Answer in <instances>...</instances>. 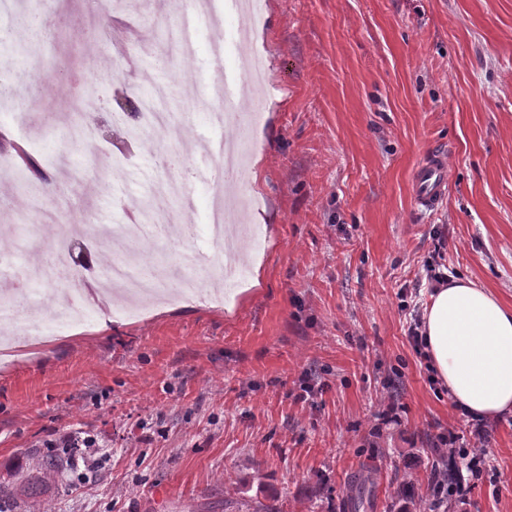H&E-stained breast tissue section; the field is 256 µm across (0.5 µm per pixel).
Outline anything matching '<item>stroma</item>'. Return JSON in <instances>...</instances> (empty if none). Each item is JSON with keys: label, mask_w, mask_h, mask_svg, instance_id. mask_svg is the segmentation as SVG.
Segmentation results:
<instances>
[{"label": "stroma", "mask_w": 512, "mask_h": 512, "mask_svg": "<svg viewBox=\"0 0 512 512\" xmlns=\"http://www.w3.org/2000/svg\"><path fill=\"white\" fill-rule=\"evenodd\" d=\"M0 0V57L29 60L41 82L25 111L0 109V272L69 251L68 290L102 283L113 258L142 254L167 277L210 251L204 235L112 241L67 234L116 227L153 207L158 172L198 139L192 126L128 143L144 100L171 87L176 121L208 110L185 98L189 65L170 50L183 7L115 0ZM240 41L234 14L211 22L228 53L261 56L266 95L260 182L238 194L246 243L262 259L220 299L161 308L112 300L60 318L42 341L0 359V474L26 478L51 444L92 439L98 476L49 494L51 512H339L370 471L374 512H414L396 493L426 491L438 435L474 440L447 387L429 385L407 327L439 272L512 305V0H258ZM50 16L24 42L18 15ZM86 99L70 111L69 82ZM445 148L450 184L426 211L412 175ZM321 385L299 400L302 381ZM484 470L448 512H512V414L486 422Z\"/></svg>", "instance_id": "1"}]
</instances>
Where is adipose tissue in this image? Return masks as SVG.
Wrapping results in <instances>:
<instances>
[{
	"label": "adipose tissue",
	"mask_w": 512,
	"mask_h": 512,
	"mask_svg": "<svg viewBox=\"0 0 512 512\" xmlns=\"http://www.w3.org/2000/svg\"><path fill=\"white\" fill-rule=\"evenodd\" d=\"M426 352L436 377L475 419L512 411V307L493 291L452 279L423 313Z\"/></svg>",
	"instance_id": "1"
}]
</instances>
